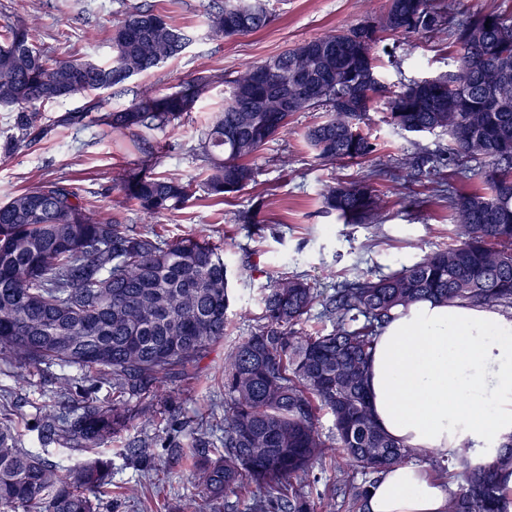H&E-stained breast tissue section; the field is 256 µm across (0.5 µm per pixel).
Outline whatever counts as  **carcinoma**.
I'll list each match as a JSON object with an SVG mask.
<instances>
[{"label": "carcinoma", "mask_w": 512, "mask_h": 512, "mask_svg": "<svg viewBox=\"0 0 512 512\" xmlns=\"http://www.w3.org/2000/svg\"><path fill=\"white\" fill-rule=\"evenodd\" d=\"M455 0H387L378 18L329 31L224 80V109L202 129L204 178L161 175L147 159L123 170L116 187L123 202L156 216L188 203L196 187L224 197L255 182L251 164L296 112L320 110L305 133L326 164L365 160L377 151L368 114L383 91L376 54L387 34L445 33L458 47L457 71L412 80L388 96L389 124L401 134L448 137L447 164L468 172L482 189L448 193L455 241L419 261L381 275L355 274L319 302L299 274L279 276L262 289V313L251 335L224 362V440L198 428L190 445L194 481L208 512H222L224 496L253 486L249 512H319L321 498L305 490L319 483L317 466L336 462L326 489L363 512L370 488L412 454L375 425L366 371L376 338L398 306L430 296L512 310V12H479L454 21ZM262 0H222L207 11L216 38L266 27ZM190 36L163 15L133 5L112 27L106 64L71 59L35 42L23 21L0 26V108L15 113L3 153L46 133L42 108L84 99L58 117L61 125L96 123L111 131L162 130L187 115L213 77L200 73L174 92L143 87L129 106L106 111L91 93L108 90L178 56ZM346 45L343 66L327 50ZM310 70L321 90L288 92V108L274 95L295 71ZM253 111L242 108L244 101ZM413 164L378 168L374 177L405 179ZM325 212L364 224L383 209L371 180L335 182L321 195ZM234 302L221 247L196 235L168 240L99 215L70 183L48 180L0 202V360L26 369L72 367L82 383L53 392L39 425L48 445L98 448L127 430L136 416L127 395H143L174 371L187 373L211 344L224 338ZM326 333L297 326L315 303ZM113 399H93L100 384ZM332 417L330 434L319 425ZM125 455L150 459L134 440ZM442 478L461 479L448 512H509L505 474H512V441L483 462L469 447L435 461ZM112 462L100 456L68 468L45 454L17 447L8 417H0V512H99L111 483Z\"/></svg>", "instance_id": "cac0c4a2"}]
</instances>
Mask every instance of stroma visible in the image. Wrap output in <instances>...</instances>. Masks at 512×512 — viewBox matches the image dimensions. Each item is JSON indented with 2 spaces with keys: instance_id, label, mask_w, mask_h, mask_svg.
Instances as JSON below:
<instances>
[{
  "instance_id": "1",
  "label": "stroma",
  "mask_w": 512,
  "mask_h": 512,
  "mask_svg": "<svg viewBox=\"0 0 512 512\" xmlns=\"http://www.w3.org/2000/svg\"><path fill=\"white\" fill-rule=\"evenodd\" d=\"M212 0H0V25L12 6L26 21L34 38L58 56L91 58L104 63L111 57L112 26L129 5L139 3L164 15L187 31L191 44L178 57L148 75H139L104 93L107 108L128 106L146 85L170 92L199 72L217 81L189 118L163 130L132 134L105 132L91 125L78 130L56 125L61 113L80 108L72 100L51 104L42 113L48 135L35 146L0 157V201L44 180H66L79 187L90 207L112 214L120 223L155 230L166 238L202 235L223 245L231 270H243L235 281V302L228 326L190 368L156 389L157 404L146 406L130 427L99 450L78 451L56 444L42 445L35 427L50 394L61 379L77 378L74 370L57 366L28 371L11 369L0 361V389L11 405L12 428L19 447L44 450L50 459L71 466L101 454L112 461L110 512H193V461L185 450L199 422L220 419L224 399V354L249 335L261 314L260 290L269 279L288 273L305 275L319 296L357 272L377 275L411 264L425 252L453 241V215L438 193L433 162L448 139L424 134L410 140L396 134L386 121V103L378 101L369 115V130L378 149L359 163L326 165L307 147L304 134L319 121L316 112L294 114L287 130L260 151L255 184L219 200L197 192L186 205L160 217L147 216L125 205L115 187L122 169L157 152L158 173L195 178L200 173L195 149L202 127L224 106L223 77L249 63L275 57L330 29L378 17L386 0H265L272 14L263 29L231 39L209 36L204 12ZM379 55L381 81L390 90L400 83L454 69L456 47L447 36L422 34L389 37ZM418 158V169L406 181L377 182L385 207L378 221L347 224L322 211L319 193L335 181L366 179L377 165L395 166L405 155ZM257 210V221L245 224L241 214ZM150 439L155 471L144 473L124 455L131 440Z\"/></svg>"
}]
</instances>
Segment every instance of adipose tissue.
<instances>
[{"instance_id":"obj_1","label":"adipose tissue","mask_w":512,"mask_h":512,"mask_svg":"<svg viewBox=\"0 0 512 512\" xmlns=\"http://www.w3.org/2000/svg\"><path fill=\"white\" fill-rule=\"evenodd\" d=\"M378 427L411 450L372 487L370 512H446L449 494L417 463L469 446L484 458L512 440V315L421 298L396 308L367 374Z\"/></svg>"}]
</instances>
